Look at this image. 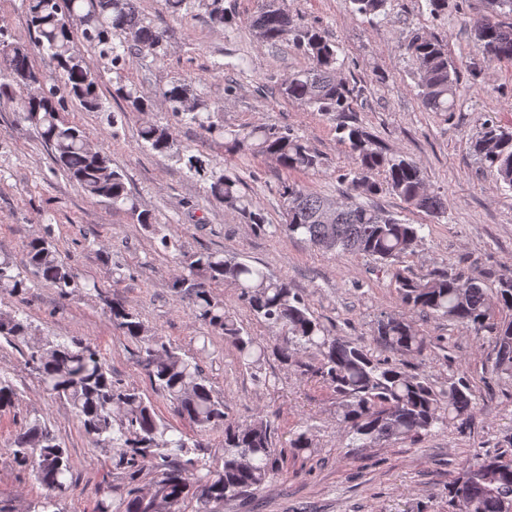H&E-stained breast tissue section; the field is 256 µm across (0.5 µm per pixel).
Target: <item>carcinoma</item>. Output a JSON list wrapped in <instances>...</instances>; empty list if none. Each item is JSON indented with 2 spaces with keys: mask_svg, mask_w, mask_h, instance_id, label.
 Listing matches in <instances>:
<instances>
[{
  "mask_svg": "<svg viewBox=\"0 0 512 512\" xmlns=\"http://www.w3.org/2000/svg\"><path fill=\"white\" fill-rule=\"evenodd\" d=\"M351 4L352 12L383 21L391 0H351ZM23 6L31 31L29 43L8 37L0 24V103L12 105L36 127L54 170L79 184L89 197L108 199L113 207L135 215L138 223L152 228L163 251H171L176 242L152 213L140 209L124 175L112 168L84 129L60 116L68 102L76 101L89 112H105L107 124L115 127L127 112L153 111L154 100L159 99L178 122L224 140L231 158L265 157L295 172L322 166L307 139L287 126L245 124L230 129L215 122L211 106L180 78L152 96L118 79L112 85V99L120 103L119 110H104L98 78L75 52L73 28L66 18L75 15L85 21L83 42L119 76L133 58L167 56L165 31L139 15L135 0H23ZM163 6L173 15L202 13L218 31L233 23L224 0H163ZM250 26L260 42L273 46L288 40L307 58L308 64L281 84L280 94L311 112L340 119L336 134L355 160L353 169L339 175L349 188L344 198L335 200L284 182L279 195L286 202L285 223L272 225L243 192L245 184L238 175L213 170L200 154L183 153L171 128L144 121L139 130L142 146L184 163L189 174L208 182L214 202L241 214L254 229L299 236L336 256L368 257L387 271L403 307L457 322L477 334L490 333L496 342L493 370L512 379V317L495 318L497 310L512 312V273L501 275L490 289L476 276L463 279L446 270L414 274L400 267V259L415 252L423 225L388 214L365 198L389 191L409 208L437 219L447 213L444 199L428 188L417 161L383 150L352 117L360 90L339 77L343 62L336 42L320 29L298 23L279 0H262ZM471 35L484 59L512 63V21L481 18ZM407 50L424 109L455 111L460 75L446 45L415 35ZM36 53L49 56L58 69V76L49 79L40 94L24 89L36 75ZM473 152L480 166L495 174L499 187L512 191V131L487 119L473 142ZM25 254L24 271L10 256L0 255L1 295L24 293L29 273L53 285L64 298L72 293L73 275L50 236L28 241ZM183 268L170 288L188 302L192 318L224 337L244 367L259 370L267 346L213 292L224 283L232 285L237 301L281 335L282 360L299 368L301 375L318 378L334 393L336 422L351 445L415 442L436 428H462L471 421L476 399L465 375L452 376L448 384L437 387L428 376L407 370V359L422 355L431 339L404 315H384L377 322L376 340L401 356L389 361L373 357L360 343L335 336L313 315L306 297L263 267L222 251L204 250L187 256ZM109 317L116 329L138 343L151 384L195 436L175 433L138 390L115 380L97 347L75 337L61 342L41 336L27 318L0 312V336L26 348L27 364L43 389L72 409L84 433L96 447L109 452L110 463L123 475L120 492L110 482L99 486L94 512H183L189 498L196 501V512H224V503L245 498L281 473L282 451L275 448L270 423L230 421L224 398L215 392L197 358L152 335L139 314L122 301L110 303ZM307 356L316 364L305 362ZM18 399L14 384L0 376V412L13 408ZM214 432L222 436L218 460L190 458L192 449L203 447L200 438ZM288 436L289 452L295 457L313 448V434L303 422ZM8 448L16 465L30 471L45 489L31 512H61L60 499L72 487L73 474L54 432L36 418L13 435ZM146 474L151 478L144 485ZM448 496L455 512H512V457L473 454L461 476L448 485Z\"/></svg>",
  "mask_w": 512,
  "mask_h": 512,
  "instance_id": "1",
  "label": "carcinoma"
}]
</instances>
